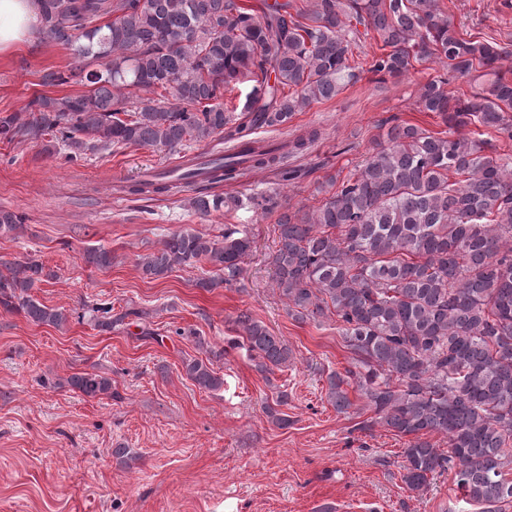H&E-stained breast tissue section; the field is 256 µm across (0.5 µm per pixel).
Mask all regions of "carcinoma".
Returning a JSON list of instances; mask_svg holds the SVG:
<instances>
[{
  "label": "carcinoma",
  "mask_w": 512,
  "mask_h": 512,
  "mask_svg": "<svg viewBox=\"0 0 512 512\" xmlns=\"http://www.w3.org/2000/svg\"><path fill=\"white\" fill-rule=\"evenodd\" d=\"M42 31L68 46L89 87L75 97L40 96L29 118H0V135L56 142L80 149L83 138L106 145L175 149L224 133L237 121L219 102L245 73L256 76L237 131L281 125L314 101L329 100L349 63L357 26L377 34L383 53L373 70L392 77L412 61L436 59L452 74L482 70L479 91L466 95L432 80L418 90V104L441 118L455 137L396 124L373 142L352 177L327 180L336 191L318 209L282 213L271 255L273 283L298 322L336 316L353 368L327 378V397L339 413L351 407L343 385L354 384L381 425L412 437L404 449L402 481L412 491L429 477L452 471L464 501L482 512L512 504V166L482 154L483 142L461 130L491 127L512 139V78L500 67L507 52L463 37L442 15L437 0H315L307 12L291 0L268 5L256 18L236 0H39ZM113 14L104 25L98 21ZM101 67L90 68L94 61ZM290 92H285V89ZM158 98H143L140 92ZM126 118H120V115ZM279 147L238 137L230 156L184 168L173 181L158 176L128 187L132 194H162L191 186L235 181L247 171L273 169ZM457 179L452 181L450 176ZM196 212L271 209V196L211 195L192 199ZM252 247L246 231L224 230L221 240L195 232L166 239L138 266L160 278L177 266L206 261L216 276L206 290L231 285ZM0 274V305L23 311L33 322L60 325L62 312L34 300L29 291L44 266L35 258ZM98 321L110 329L128 309ZM237 323L250 360L261 372L288 364L290 349L242 313ZM198 387L214 390L223 380L204 362L185 364ZM69 385L90 398L112 382L96 373L72 375ZM272 422L288 419L276 407ZM448 436V450L427 440Z\"/></svg>",
  "instance_id": "carcinoma-1"
}]
</instances>
